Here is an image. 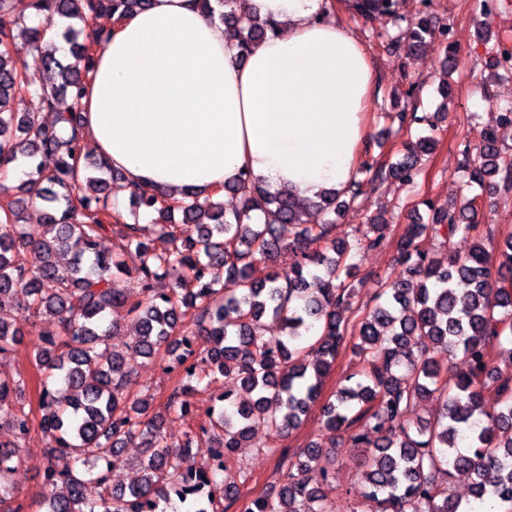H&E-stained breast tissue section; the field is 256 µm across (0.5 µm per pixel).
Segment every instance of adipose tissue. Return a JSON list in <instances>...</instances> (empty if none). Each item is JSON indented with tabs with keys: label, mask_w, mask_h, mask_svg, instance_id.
Here are the masks:
<instances>
[{
	"label": "adipose tissue",
	"mask_w": 512,
	"mask_h": 512,
	"mask_svg": "<svg viewBox=\"0 0 512 512\" xmlns=\"http://www.w3.org/2000/svg\"><path fill=\"white\" fill-rule=\"evenodd\" d=\"M274 33L240 54L197 0H150L90 26L82 133L125 192L181 197L248 173L308 198L353 179L371 60L331 0H245Z\"/></svg>",
	"instance_id": "1"
}]
</instances>
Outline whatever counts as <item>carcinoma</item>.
Wrapping results in <instances>:
<instances>
[{"instance_id": "1", "label": "carcinoma", "mask_w": 512, "mask_h": 512, "mask_svg": "<svg viewBox=\"0 0 512 512\" xmlns=\"http://www.w3.org/2000/svg\"><path fill=\"white\" fill-rule=\"evenodd\" d=\"M148 2L30 0L39 24L29 26L13 18V0H0V169L26 161L29 172L20 188L43 210L41 232L33 239L25 232L23 203L0 186L7 198L0 206V295L22 290L31 297L25 315L0 310V355L22 343L43 313L59 317L63 327L61 335L40 338L34 352L41 374L38 404L45 410L41 428L54 442L42 475V485L51 490L43 498L44 512H158L173 495L186 512H224V501L239 499V487L224 482L223 473L235 469L249 480L236 450L260 430L277 439L297 429L345 347L358 369L339 383L322 417L341 444L371 449L361 483L376 512H474L488 497L502 512H512V374L496 365L498 354L512 361V236L494 257L476 221L493 179L512 189V155L500 147L496 127L484 128L480 143L464 148L459 197L446 207L427 205V221L412 224L397 240L399 269L354 326L344 315L355 297L353 259L385 245L388 235L380 215L365 231L336 235L341 209L366 194L362 181L347 194L325 192L308 202L272 194L244 174L224 187L243 196L242 208L230 215L216 192H186L180 200L135 193L133 209L154 216L167 247L157 249L141 236L140 225L126 223L118 251L104 255L97 246L110 216L104 178L110 168L83 139L76 113L61 116L69 127L63 138L19 104L33 94L49 108L60 96L80 99L93 54L75 23L105 12L123 17ZM396 3L352 0L348 10L361 18L394 16ZM218 18L234 30L242 55L274 30L272 22L249 20L235 10ZM59 19L68 21L61 37L70 53L86 61L82 71L44 39V28ZM403 42L410 50L437 42L443 69L456 67L448 29L436 26L428 13L406 28ZM19 45L41 59L48 87L31 89L11 65ZM435 146L434 137L419 136L401 159L365 162L363 168L374 170L375 181L412 185L420 160ZM312 205L324 215L320 224L308 223ZM181 224L197 225V237L182 240ZM283 224L294 229L287 242ZM429 236L445 244L458 236L466 248L433 258L422 247ZM29 248L39 256L34 266L24 258ZM283 250L293 257L285 278L274 267ZM62 253L72 255L66 267L54 261ZM128 258L134 266H127ZM165 275L174 276L173 288L155 292L154 282ZM119 276L133 279L135 291L115 287ZM458 282L468 289L459 291ZM267 316L281 322L285 335L262 336ZM125 318L137 331L123 354L109 340ZM200 339L205 348L195 356L190 346ZM162 349L182 367L170 402L178 417H193L189 396L198 387L219 376L226 385L224 406L211 410L208 422L190 427L175 450L165 441L162 421L148 414V399H133L128 390L137 358ZM440 352L462 353L467 369L448 373ZM59 378L69 390L64 400L53 388ZM25 387L23 379H0V424L13 431V441L0 443V512H29L18 479L21 441L32 427L31 411L20 398ZM489 388L500 397L494 415L482 407ZM429 398L441 403L440 415L429 422L408 419L410 408ZM135 436L145 448L140 475L119 490L111 488L106 472L86 477L58 465L60 455L72 450L84 456L85 465L124 466L123 449ZM202 446L208 464L182 467ZM328 452L311 442L293 454L276 493L247 500L242 512H335ZM456 473L471 475V499L449 495L448 481Z\"/></svg>"}]
</instances>
